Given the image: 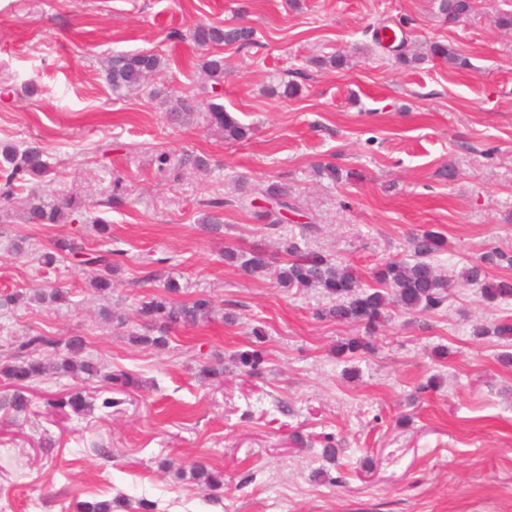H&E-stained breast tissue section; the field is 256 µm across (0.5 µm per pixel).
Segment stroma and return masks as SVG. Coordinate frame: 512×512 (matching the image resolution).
Returning <instances> with one entry per match:
<instances>
[{
  "instance_id": "1",
  "label": "stroma",
  "mask_w": 512,
  "mask_h": 512,
  "mask_svg": "<svg viewBox=\"0 0 512 512\" xmlns=\"http://www.w3.org/2000/svg\"><path fill=\"white\" fill-rule=\"evenodd\" d=\"M439 0H0V143L42 146L52 167L43 192L85 205L119 189L122 206L96 225L29 224L21 202L0 217V298L48 285L68 303L0 310V356L32 333L84 337L86 356L134 373L141 387L112 409L96 384L50 374L37 384L34 415L0 410V512H67L72 499L143 494L157 512H512V364L504 344L473 327L512 317V301L489 303L478 288H454L438 312L391 309L372 352L337 360L332 350L359 326L316 318L328 305L315 290H285L225 266L224 249L282 236L353 265L364 281L402 254L409 236L440 231L438 263L457 277L500 248L512 252V31L496 24L512 0H471L456 22ZM247 23L249 48L215 47L226 75L220 98L250 129L225 142L205 111L167 123V99L206 85L196 25ZM424 51L451 44L457 67L428 57L399 67L376 47V28ZM151 50L167 61L148 88L113 99L103 75L115 52ZM344 54V69L324 58ZM295 98L272 95L280 75ZM207 158L159 172L156 156ZM330 161L359 172L341 185L318 176ZM454 164L455 179L443 169ZM287 184L294 205L277 229L237 208L246 187ZM232 200L224 231H206L201 201ZM61 235L91 250L120 251L112 293L89 286V268L44 271L38 253ZM157 280L145 282L148 271ZM177 279L184 298L207 294L211 322L175 329L167 350L130 342L100 311L134 316L158 283ZM232 321H225V314ZM265 336L262 378L233 357ZM224 362L222 379L202 366ZM82 387L97 406L85 416L47 413L46 396ZM311 436L300 448L293 433ZM342 445L321 456L323 437ZM54 440L51 448L44 439ZM110 456H103L102 448ZM200 461L224 474V496L207 504L196 484L166 462ZM330 476L345 473L332 486Z\"/></svg>"
}]
</instances>
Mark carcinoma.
<instances>
[{"label":"carcinoma","mask_w":512,"mask_h":512,"mask_svg":"<svg viewBox=\"0 0 512 512\" xmlns=\"http://www.w3.org/2000/svg\"><path fill=\"white\" fill-rule=\"evenodd\" d=\"M471 8L470 0H439V11L445 17L458 19ZM193 41L202 48L222 44L251 45L255 41L254 29L246 26L199 25L192 31ZM426 55L439 58L450 66H461L463 61L450 46L434 42ZM166 68L165 59L158 53H116L105 61V78L112 94L120 97L141 90L149 78ZM201 68L212 81L211 89L205 91L203 104L211 125L224 131V140L236 142L248 138L249 128L242 125L224 105L215 102L218 98L216 86L224 82V60L216 55L205 54ZM194 107L182 98L175 100L166 112L169 120L184 123L190 120ZM319 175L333 182L359 178L354 171H343L332 163L315 165ZM50 172L44 150L36 145L8 146L0 150V202L8 203L18 184L41 181ZM255 192L280 207H291L288 187L278 181L266 182L255 187ZM222 198H211L201 202L198 223L211 232L222 231L224 226ZM27 219L31 224H75L84 220L82 205L72 199L47 201L45 196L31 194L27 204ZM447 242L441 232L425 230L414 234L408 241V255L393 257L375 268L373 283L363 281L358 271L348 264L337 263L330 256L314 250H305L295 238H281L277 244V255H272L260 246L227 247L224 262L238 267L254 277L273 276L282 288H318L330 296L335 304L317 312L322 320L337 323H353L364 329L361 336H347L335 348L336 358L342 361L355 359L372 350L370 339L386 320L389 308L398 307L422 315L434 313L447 302L452 280L442 276L434 265V259L445 251ZM97 270L98 276L91 286L99 292L112 289V271L117 265L112 261V251H85L75 238L61 237L51 241L40 255L41 266L51 269L69 259ZM493 267H512V254L498 249L485 252L477 260L468 263L459 273L460 281L481 290L489 302L512 299V278H489ZM164 293L142 300L136 309L137 331L130 340L136 344L162 351L169 344L170 333L180 327L195 326L207 320L214 308L206 296L189 301H179L175 296L182 288L174 279L163 282ZM31 298L50 303L66 302L69 291L65 288H39L32 291ZM493 335L506 344L512 343V321L503 320L490 327L474 329V335ZM85 340L81 336L65 338L30 334L13 342L10 357L0 364V377L12 387L10 396L0 401V407L15 414L31 411L33 402L28 388L47 376L48 367L44 356L49 352L60 354L56 371L81 382H98L102 387L116 392H129L140 386L137 376L123 370L114 371L92 359L82 357ZM236 362L243 372L259 378L265 372L266 359L263 352L254 348L236 354ZM92 405L76 389L60 396L45 399L46 411L55 414H78ZM190 475L209 491V501L216 503L224 488V475L212 472L203 464L190 468ZM73 512H154L155 504L144 498L133 499L125 494L101 501H75Z\"/></svg>","instance_id":"carcinoma-1"}]
</instances>
